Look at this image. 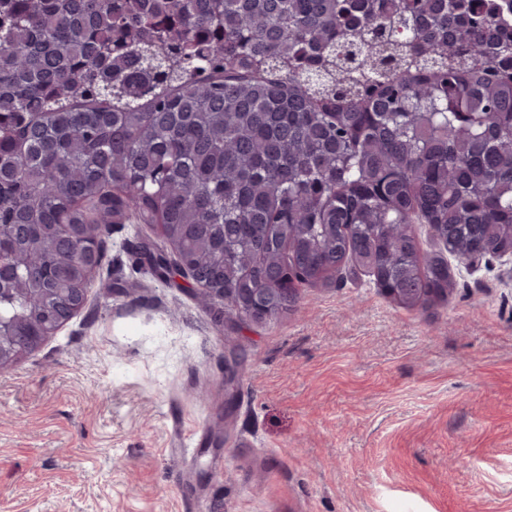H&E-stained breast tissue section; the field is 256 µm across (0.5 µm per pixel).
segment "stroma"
<instances>
[{
  "instance_id": "1",
  "label": "stroma",
  "mask_w": 512,
  "mask_h": 512,
  "mask_svg": "<svg viewBox=\"0 0 512 512\" xmlns=\"http://www.w3.org/2000/svg\"><path fill=\"white\" fill-rule=\"evenodd\" d=\"M143 241L111 225L85 307L0 370V512H512V259L220 322Z\"/></svg>"
}]
</instances>
